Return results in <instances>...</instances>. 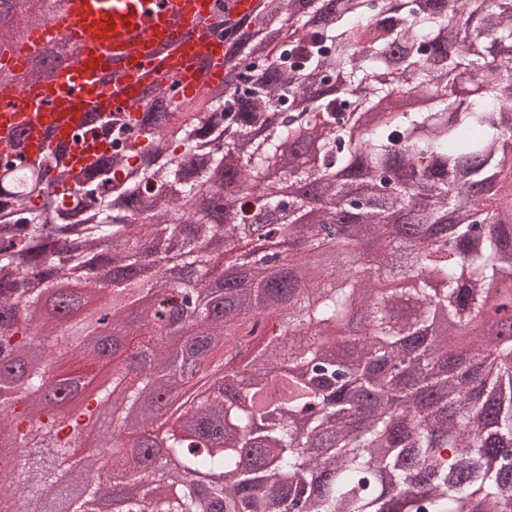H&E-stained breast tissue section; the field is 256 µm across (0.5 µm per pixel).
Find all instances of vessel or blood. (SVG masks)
<instances>
[{"label":"vessel or blood","mask_w":512,"mask_h":512,"mask_svg":"<svg viewBox=\"0 0 512 512\" xmlns=\"http://www.w3.org/2000/svg\"><path fill=\"white\" fill-rule=\"evenodd\" d=\"M216 0H68L58 28L84 58L80 70L59 69L53 83L31 80L23 89H0V153L22 133L24 154L45 156L65 147L74 167L89 165L93 150L75 142L92 106L139 113L155 73L177 95L191 98L200 65L213 81L224 74L223 41L209 35L203 16Z\"/></svg>","instance_id":"obj_1"}]
</instances>
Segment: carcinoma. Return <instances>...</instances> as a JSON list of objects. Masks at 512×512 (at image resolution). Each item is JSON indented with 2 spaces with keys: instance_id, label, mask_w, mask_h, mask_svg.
I'll list each match as a JSON object with an SVG mask.
<instances>
[{
  "instance_id": "cac0c4a2",
  "label": "carcinoma",
  "mask_w": 512,
  "mask_h": 512,
  "mask_svg": "<svg viewBox=\"0 0 512 512\" xmlns=\"http://www.w3.org/2000/svg\"><path fill=\"white\" fill-rule=\"evenodd\" d=\"M402 2L259 0L224 56L234 91L197 97L200 112L166 127L164 113L106 127L91 112L109 149L80 170L61 149L38 164L73 181L93 215L148 209V223L66 220L74 211H48L40 182L0 184L11 204L0 217V512H43L57 470L91 461L92 428L121 442L112 466L137 493L97 483L71 512L112 499L125 512H228L239 497L259 512H386L396 489L405 512H512V345L470 348L448 367L435 357L448 358L453 336L423 334L437 312L478 322L491 290L512 283V217L489 194L512 179V54L487 50L512 36V0ZM464 12L473 28L454 42ZM311 81L324 92L310 107L273 111ZM413 95L432 105L366 122L375 103ZM312 123L323 132L311 146ZM201 195L221 222L186 206ZM270 207L288 269L277 252L247 256L224 282L210 243L264 238ZM350 218L379 254L311 273L310 255ZM93 256L99 275L68 287ZM419 256L426 277L374 288ZM89 293L140 345L79 343L97 316L81 304ZM139 293L154 309L118 306ZM164 319L181 323L183 356L209 386L159 442ZM70 347L152 360L63 412L74 379L52 370ZM277 362L289 369L272 379ZM150 395L141 428L123 430L124 410Z\"/></svg>"
}]
</instances>
